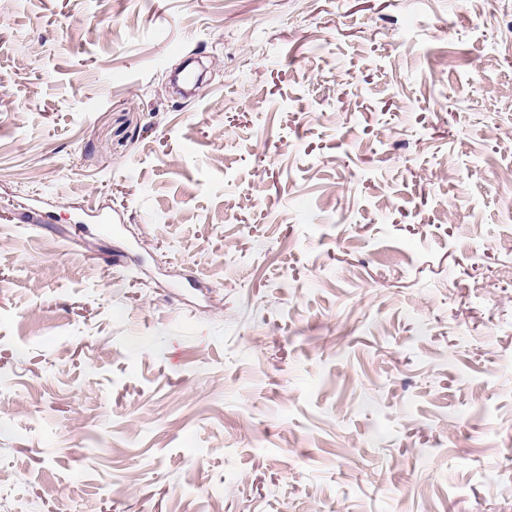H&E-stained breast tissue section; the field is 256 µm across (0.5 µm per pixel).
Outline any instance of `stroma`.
I'll use <instances>...</instances> for the list:
<instances>
[{
    "label": "stroma",
    "instance_id": "1",
    "mask_svg": "<svg viewBox=\"0 0 512 512\" xmlns=\"http://www.w3.org/2000/svg\"><path fill=\"white\" fill-rule=\"evenodd\" d=\"M510 172L512 0H0V512H512Z\"/></svg>",
    "mask_w": 512,
    "mask_h": 512
}]
</instances>
